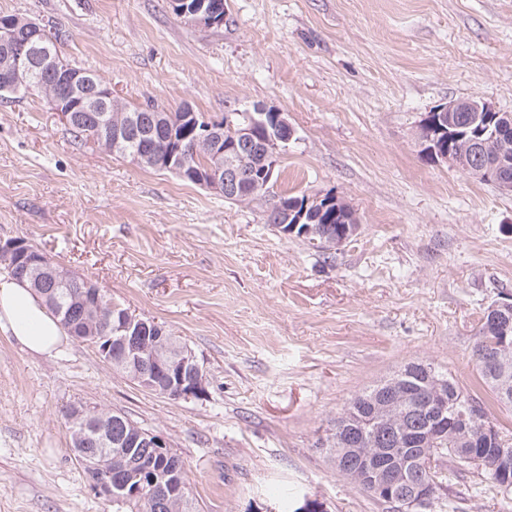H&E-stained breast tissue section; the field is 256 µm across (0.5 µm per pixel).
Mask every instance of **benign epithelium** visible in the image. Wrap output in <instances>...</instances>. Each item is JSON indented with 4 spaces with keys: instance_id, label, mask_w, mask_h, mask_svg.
<instances>
[{
    "instance_id": "obj_1",
    "label": "benign epithelium",
    "mask_w": 512,
    "mask_h": 512,
    "mask_svg": "<svg viewBox=\"0 0 512 512\" xmlns=\"http://www.w3.org/2000/svg\"><path fill=\"white\" fill-rule=\"evenodd\" d=\"M176 15L190 27H212L224 21V0H171ZM41 75L37 88L46 93L55 104V112L68 128H77L91 122L97 128L112 130V149L120 148L129 137L149 141L146 150L135 153L132 158L140 165H150L156 169L170 171L183 178L190 177L196 183L224 195L225 199L246 200L257 193L255 170L251 166L260 165L268 173L276 167L279 151L288 147L294 130L281 112L258 106L244 115V122L236 123L237 112L224 113V120H210L195 113L192 107L185 106V120L197 131L192 142L171 133L156 137L155 130L169 122L166 114L136 118L124 112L121 102L112 94V88L95 73L78 70L60 54L50 49L43 27L31 19L16 18L0 22V79L5 88L13 90L33 74ZM471 129L472 138L466 140L458 153L430 150L433 161L458 165L480 178L493 177L498 189L512 194V114L497 111L494 106L481 98H464L450 101L435 107L423 122V140L430 142L440 135L448 134V127ZM233 135L232 155H226L224 130ZM207 153L213 157V164L197 168L192 158ZM276 229L283 235L295 233L316 245L318 235L316 224L319 217L300 210L294 203L282 207L276 214ZM37 252V249L22 239L0 240V264L11 265L22 253ZM81 319L87 313L97 311L94 321H102L99 311L102 307L100 291L97 288L83 290ZM490 318L502 331L500 347H506L504 340L512 332V296L492 303L488 309ZM119 331L121 336H102L104 341L99 354L107 362H112V345L125 348L128 343L139 345V352L148 356L144 360L135 356L136 380L147 390L163 385L174 389L178 398L189 400L200 397L205 391V379L192 377L188 371L195 367L193 353L183 351L177 359L168 353L165 329L154 321H147L129 309L122 311ZM427 406L447 408L446 386L436 380L427 390ZM72 425L74 447L78 449L83 463L99 472L107 473L100 481L99 488L104 495L112 496V424H123L124 432L120 443L133 448H147L164 455L168 452L165 440L158 434L144 430L131 421L112 417V413H88L73 409L69 415ZM463 429L473 430L477 435H490L496 428L485 422L481 413L472 411L462 417ZM379 471V482L372 491L382 495L397 512L403 506L417 503L427 498L425 484L415 483L420 494L401 497L392 493L399 484L409 482L413 467L404 463L396 469L386 465H375Z\"/></svg>"
}]
</instances>
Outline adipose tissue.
<instances>
[{"label":"adipose tissue","instance_id":"adipose-tissue-1","mask_svg":"<svg viewBox=\"0 0 512 512\" xmlns=\"http://www.w3.org/2000/svg\"><path fill=\"white\" fill-rule=\"evenodd\" d=\"M0 330L32 353L52 355L65 331L44 298L28 285L0 275Z\"/></svg>","mask_w":512,"mask_h":512}]
</instances>
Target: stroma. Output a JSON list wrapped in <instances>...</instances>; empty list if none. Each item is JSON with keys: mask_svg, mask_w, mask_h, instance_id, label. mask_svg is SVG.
<instances>
[{"mask_svg": "<svg viewBox=\"0 0 512 512\" xmlns=\"http://www.w3.org/2000/svg\"><path fill=\"white\" fill-rule=\"evenodd\" d=\"M60 31L70 63L130 107L212 119L262 106L294 136L276 194H333L356 232L330 252L223 195L77 141L42 96L0 100V239L22 238L180 336L202 396L141 388L66 338L39 356L0 331V512H116L72 447L73 407L126 415L185 463L200 512H390L320 447L351 398L423 360L480 397L471 350L512 294V194L426 160V113L480 97L512 113V0H224L186 26L169 0H0ZM440 498L501 512L475 466Z\"/></svg>", "mask_w": 512, "mask_h": 512, "instance_id": "stroma-1", "label": "stroma"}]
</instances>
